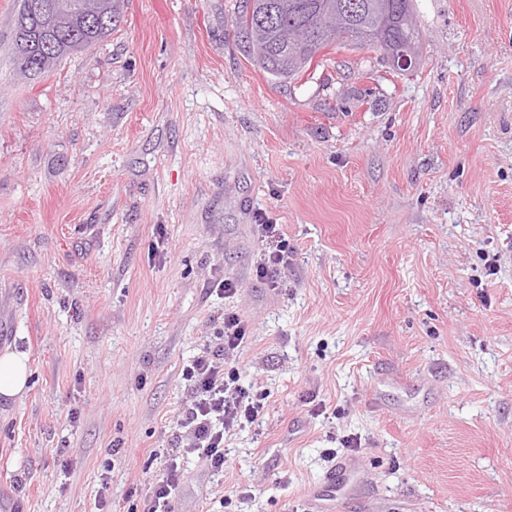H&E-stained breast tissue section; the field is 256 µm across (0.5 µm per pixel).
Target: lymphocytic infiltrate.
<instances>
[{
    "mask_svg": "<svg viewBox=\"0 0 512 512\" xmlns=\"http://www.w3.org/2000/svg\"><path fill=\"white\" fill-rule=\"evenodd\" d=\"M247 335V323L237 313H225L220 343L193 356L183 369L192 399L177 420L182 446L216 471L224 468L225 435L253 425L263 409L240 385L235 356ZM181 481L177 461H170L153 478L143 512H171Z\"/></svg>",
    "mask_w": 512,
    "mask_h": 512,
    "instance_id": "lymphocytic-infiltrate-1",
    "label": "lymphocytic infiltrate"
}]
</instances>
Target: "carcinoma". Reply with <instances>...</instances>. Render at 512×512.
<instances>
[{
	"label": "carcinoma",
	"mask_w": 512,
	"mask_h": 512,
	"mask_svg": "<svg viewBox=\"0 0 512 512\" xmlns=\"http://www.w3.org/2000/svg\"><path fill=\"white\" fill-rule=\"evenodd\" d=\"M113 0H19L13 16L11 52L16 71L38 77L57 69L73 53L112 34ZM243 48L268 75L294 81L310 69L314 51L289 40L306 29L316 45L387 49L420 46L413 0H240L234 23Z\"/></svg>",
	"instance_id": "obj_1"
}]
</instances>
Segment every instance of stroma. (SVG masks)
<instances>
[{
  "label": "stroma",
  "mask_w": 512,
  "mask_h": 512,
  "mask_svg": "<svg viewBox=\"0 0 512 512\" xmlns=\"http://www.w3.org/2000/svg\"><path fill=\"white\" fill-rule=\"evenodd\" d=\"M117 2L26 80L0 0V352L31 369L0 512H142L228 310L263 412L223 471L179 455L173 512H512V0H414L413 70L350 49L292 82L245 55L236 0ZM278 225L275 224H257L259 231L264 238H281ZM288 265V242L281 238L277 241L276 246L265 252L260 258V262L256 267V275L260 279L266 281L270 288H277V276L281 269Z\"/></svg>",
  "instance_id": "obj_1"
}]
</instances>
